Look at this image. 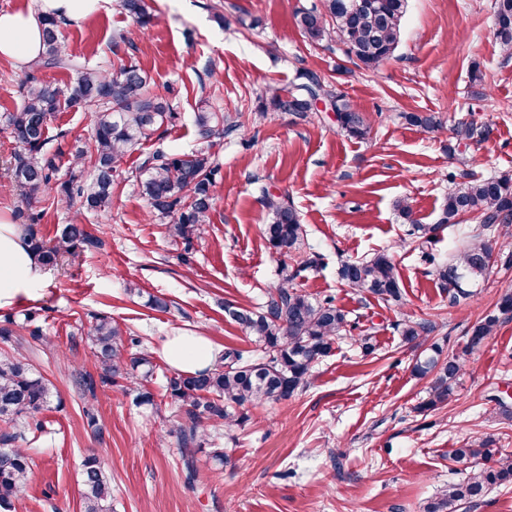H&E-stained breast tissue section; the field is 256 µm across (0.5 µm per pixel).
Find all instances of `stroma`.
Masks as SVG:
<instances>
[{"mask_svg": "<svg viewBox=\"0 0 512 512\" xmlns=\"http://www.w3.org/2000/svg\"><path fill=\"white\" fill-rule=\"evenodd\" d=\"M318 2L153 0L159 20L139 32L118 0H107L85 20L61 24L80 63L146 70L176 118L124 159L109 214L58 207L35 226L49 239L58 225L78 220L100 246L64 257L37 299L0 308V321L39 332L30 357L62 402L47 411L48 430L30 446L35 465L16 512H81V465L91 453L112 485L111 512H426L441 488L474 468L456 461L454 449L489 439L499 456L512 457V313L477 347L469 345L472 326L512 292V267L503 263L512 230L488 232L497 258L477 296L452 302L436 278L478 225L471 216L439 224L449 191L472 177L512 176V56L494 35L492 0H407L398 46L373 71L350 63L339 40L312 43L302 35L297 17ZM309 71L363 111L366 138L347 136L331 112L301 118L271 110L268 87L292 88ZM32 75L62 87L76 79L68 70L0 61V212L18 225L26 224L27 209L11 171L5 117L21 106L19 90ZM202 98L239 128L211 147L220 167L214 209L187 267L182 244L148 219L136 175L155 150L200 148L193 117ZM411 112L439 113L442 125L414 127L405 119ZM461 122L474 124V139H457ZM93 124L84 110L53 121L48 149L58 179L69 178L72 145L88 139ZM266 191L299 212L301 257L269 248ZM402 201L421 223L435 225L431 239L409 235ZM381 251L397 263L400 302L377 300L338 275L341 262ZM287 276L311 300L329 298L345 310L353 336L334 344L303 392L236 408L234 421L218 430L223 465L200 449L199 478L187 482L172 431L184 411L165 393L163 342L176 332L198 333L217 350L258 357L261 343L229 312L259 310ZM151 295L165 297L169 310L149 308ZM97 315L118 322L159 371L146 385L150 404L138 403L125 380L98 385L101 434L89 426L71 378L99 373L82 338ZM408 319L430 320L429 342L464 364L452 401L424 413L418 407L432 379L413 371L417 352L402 336ZM361 336L371 337L372 353L359 346Z\"/></svg>", "mask_w": 512, "mask_h": 512, "instance_id": "35a3bbf8", "label": "stroma"}]
</instances>
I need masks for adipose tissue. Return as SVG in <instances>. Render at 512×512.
<instances>
[{
  "label": "adipose tissue",
  "instance_id": "ef3b65f1",
  "mask_svg": "<svg viewBox=\"0 0 512 512\" xmlns=\"http://www.w3.org/2000/svg\"><path fill=\"white\" fill-rule=\"evenodd\" d=\"M102 0H41L39 13L0 12V59L22 67L42 51L40 15L79 22L96 12ZM47 281V272L26 244L18 225L0 213V308L33 300ZM162 356L175 371L192 374L213 368L218 353L208 337H167Z\"/></svg>",
  "mask_w": 512,
  "mask_h": 512
}]
</instances>
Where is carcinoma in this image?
Wrapping results in <instances>:
<instances>
[{
	"instance_id": "1",
	"label": "carcinoma",
	"mask_w": 512,
	"mask_h": 512,
	"mask_svg": "<svg viewBox=\"0 0 512 512\" xmlns=\"http://www.w3.org/2000/svg\"><path fill=\"white\" fill-rule=\"evenodd\" d=\"M341 0H322L300 14L302 34L319 42L338 34L346 55L358 68L376 69L395 51L407 0H364V7L347 13ZM121 9L141 29L153 25L156 16L147 0H120ZM494 29L502 50L512 55V0H494ZM43 22V51L34 62L38 68H69L72 54L60 36L61 21L46 16ZM76 85L64 89L32 76L22 89L23 105L7 115V127L15 143L13 175L24 189L27 207L52 201L59 205L77 199L93 213H107L112 208L114 173L127 153L140 141L152 138L171 122L174 112L151 88L148 73L135 65H120L105 73L97 68L77 70ZM270 104L279 112H293L305 117L318 100L331 105L339 126L347 135L364 138L369 126L362 112L342 94H335L314 74L286 93L269 89ZM68 109L97 113L90 139L76 141L72 156L75 166L87 170L84 178L54 180L55 157L45 151L50 141V124L55 115ZM198 139L210 144L224 137L234 125L226 123L224 113L214 111L201 99L194 112ZM218 163L212 153L201 148L179 157L157 151L144 162L137 179L140 195L146 200L149 214L164 221L167 235L184 245L182 261L188 254L203 225L210 223L216 187ZM268 224L264 237L278 255L287 257L300 251L304 229L295 207L281 196L264 192ZM464 213L480 220L483 229L491 225L512 224V177L490 176L458 184L448 192L442 208L441 224H455ZM401 217L412 232L430 239L435 224H421L411 207L400 204ZM30 217L26 237L30 249L42 265H58L60 259L80 248H96L100 240L83 224H64L54 238L37 236ZM490 241L477 233L461 243L450 262L437 270L441 287L448 289L453 301L475 295L471 287L489 271ZM339 276L349 287L362 288L380 300L397 301L401 297L400 279L395 260L388 253H378L366 261H345ZM232 319L247 333L262 342V354L245 360L241 353L227 349L219 355L214 368L194 374L176 373L167 378L166 393L186 409L185 419L175 432L186 479L197 480L196 454L210 435L211 428L231 419V405L244 406L263 401H282L304 390L314 366L332 351L336 340L349 332L347 315L332 301L310 300L285 279L258 312L232 311ZM499 323L498 314H488L472 327L469 348L491 335ZM427 321L408 322L403 336L416 343L430 332ZM84 336L99 368V379L89 374L75 378L84 395L96 398L97 384L112 383L116 377L135 388L153 377L154 368L146 356L127 350V339L112 318L100 315L87 327ZM463 364L457 356L442 357L433 346L416 358L418 376L434 374L430 398L417 407L427 412L450 400ZM53 386L28 357L0 358V421L15 424V430L0 435V443L10 445L12 462L0 467V512H14L15 501L26 489L34 461L28 449L17 446L27 441V434L44 432L40 416L49 407ZM492 441L485 440L454 450V458L483 462L464 481L452 484L432 502L427 512H457L464 504L482 497L491 487L512 484V459L496 456ZM81 500L83 512H110L112 487L100 460L93 454L82 462Z\"/></svg>"
}]
</instances>
